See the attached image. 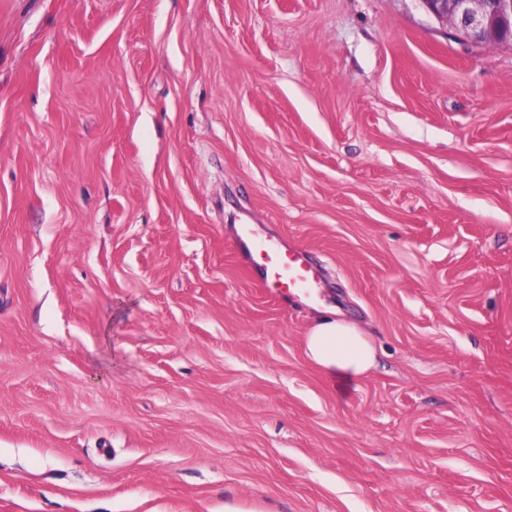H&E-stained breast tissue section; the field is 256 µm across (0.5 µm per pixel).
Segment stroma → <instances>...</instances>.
Instances as JSON below:
<instances>
[{"label": "stroma", "instance_id": "35a3bbf8", "mask_svg": "<svg viewBox=\"0 0 512 512\" xmlns=\"http://www.w3.org/2000/svg\"><path fill=\"white\" fill-rule=\"evenodd\" d=\"M328 307L365 376L307 361ZM0 512H512V48L419 0H0ZM234 248L262 288L281 298H288L289 293L309 300L316 298V273L302 250L288 249L274 236L257 238L248 221L238 224Z\"/></svg>", "mask_w": 512, "mask_h": 512}]
</instances>
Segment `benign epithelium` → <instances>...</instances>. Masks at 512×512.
I'll return each instance as SVG.
<instances>
[{
  "mask_svg": "<svg viewBox=\"0 0 512 512\" xmlns=\"http://www.w3.org/2000/svg\"><path fill=\"white\" fill-rule=\"evenodd\" d=\"M455 35L475 44L512 46V0H419Z\"/></svg>",
  "mask_w": 512,
  "mask_h": 512,
  "instance_id": "7a95c632",
  "label": "benign epithelium"
}]
</instances>
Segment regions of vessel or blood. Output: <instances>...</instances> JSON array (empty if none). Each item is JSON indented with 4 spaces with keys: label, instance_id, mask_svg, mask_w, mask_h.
<instances>
[{
    "label": "vessel or blood",
    "instance_id": "1",
    "mask_svg": "<svg viewBox=\"0 0 512 512\" xmlns=\"http://www.w3.org/2000/svg\"><path fill=\"white\" fill-rule=\"evenodd\" d=\"M234 248L261 287L282 298L296 293L314 299L316 273L302 250L288 248L274 236L257 238L246 221L238 226Z\"/></svg>",
    "mask_w": 512,
    "mask_h": 512
}]
</instances>
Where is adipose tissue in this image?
Masks as SVG:
<instances>
[{
  "instance_id": "adipose-tissue-1",
  "label": "adipose tissue",
  "mask_w": 512,
  "mask_h": 512,
  "mask_svg": "<svg viewBox=\"0 0 512 512\" xmlns=\"http://www.w3.org/2000/svg\"><path fill=\"white\" fill-rule=\"evenodd\" d=\"M305 353L312 364L330 376L342 373L357 378L376 362V349L368 331L331 308L310 328Z\"/></svg>"
}]
</instances>
